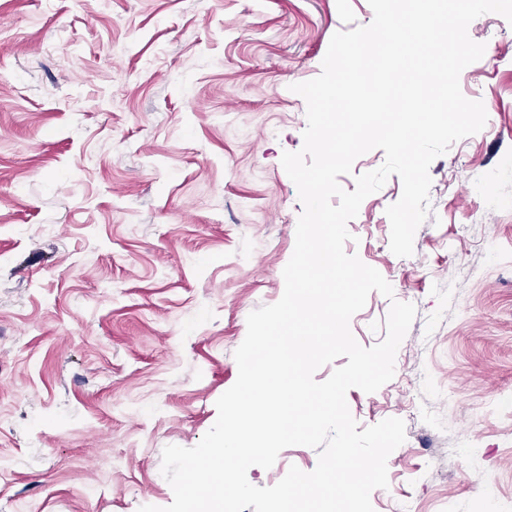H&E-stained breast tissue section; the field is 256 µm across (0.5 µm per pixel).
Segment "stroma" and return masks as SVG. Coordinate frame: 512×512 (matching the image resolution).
<instances>
[{
    "label": "stroma",
    "mask_w": 512,
    "mask_h": 512,
    "mask_svg": "<svg viewBox=\"0 0 512 512\" xmlns=\"http://www.w3.org/2000/svg\"><path fill=\"white\" fill-rule=\"evenodd\" d=\"M368 0H0V512L165 507L166 446L197 445L236 381L247 317L280 300L302 204L283 152L332 36ZM460 74L487 123L429 167L412 256L390 250L391 176L349 221L378 270L350 320L417 315L359 427L397 417L374 512H512V25ZM318 449L248 471L260 487Z\"/></svg>",
    "instance_id": "1"
}]
</instances>
